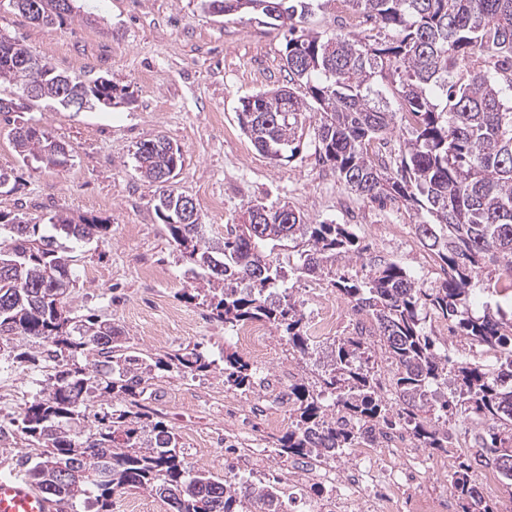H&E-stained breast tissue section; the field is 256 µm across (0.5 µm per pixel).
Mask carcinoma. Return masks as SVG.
Returning a JSON list of instances; mask_svg holds the SVG:
<instances>
[{"label":"carcinoma","mask_w":512,"mask_h":512,"mask_svg":"<svg viewBox=\"0 0 512 512\" xmlns=\"http://www.w3.org/2000/svg\"><path fill=\"white\" fill-rule=\"evenodd\" d=\"M31 21L49 26L72 11V0H8ZM224 14L277 12L288 27L285 67L288 103L269 92L241 101L238 120L254 146L269 159L288 161L300 150L307 114L318 116V158L356 195L396 201L416 211L421 244L444 265L445 280L424 288L394 261L361 245L348 224H310L295 207L249 201L244 223L225 226L224 241L212 243L201 217L180 222L185 194L170 181L182 168L181 149L164 136L143 141L135 152L141 177L167 183L156 204L173 245L200 272L206 287L184 292L200 300L216 319L232 326L264 321L288 349L312 355L301 302L282 291L284 266L278 250L293 249L295 269L329 280L369 321L368 334L338 339L331 363L321 371L320 389L299 380L288 386L295 419L276 447L297 462L307 457L335 461L357 435L407 426L432 451L452 444L450 422L475 416L487 429L478 435L488 464L512 481V309L472 308L475 280L496 279L512 288V0H345L349 8L391 32L313 34L304 27L309 0H204ZM13 39L0 34V82L23 86L31 72L11 53ZM39 74L38 99L65 103L73 95L89 105L112 106L125 99L112 81L80 80L50 62ZM305 88L304 96L293 87ZM401 113L380 106L386 94ZM413 121L412 137L393 161L374 157L372 144L385 140L397 118ZM8 131L22 160L64 168L70 155L36 121ZM44 225L0 215V349L17 360L55 363L48 388L23 411L21 432L36 457L21 459L39 490L56 499L94 500L108 512L112 496L143 490L158 495L172 512H285L277 485L229 484L194 467L180 450V436L142 402L157 371L199 375L213 361L196 344L168 360L129 345L124 331L93 315L70 316L65 294L76 285L58 238L90 242L109 225L94 218L82 224L55 214ZM356 259L367 269L354 279L340 266ZM435 311L456 323L470 345L496 350V366L441 354L422 332L421 314ZM385 353L395 370L400 402L391 420L380 383L369 366L372 350ZM94 357L88 367L81 358ZM224 382L253 383V369L234 353L224 354ZM451 385L439 407L429 398L434 385ZM107 397L112 412L86 411L91 399ZM462 512H496L475 490L471 461L453 466Z\"/></svg>","instance_id":"carcinoma-1"}]
</instances>
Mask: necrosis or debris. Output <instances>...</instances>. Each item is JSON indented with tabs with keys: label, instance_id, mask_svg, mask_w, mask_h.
<instances>
[{
	"label": "necrosis or debris",
	"instance_id": "obj_1",
	"mask_svg": "<svg viewBox=\"0 0 512 512\" xmlns=\"http://www.w3.org/2000/svg\"><path fill=\"white\" fill-rule=\"evenodd\" d=\"M347 454L352 464L345 471L311 460L293 463L289 500L307 512H454L447 469L431 462L405 431L360 440ZM425 480L433 495L418 494Z\"/></svg>",
	"mask_w": 512,
	"mask_h": 512
}]
</instances>
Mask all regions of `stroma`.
<instances>
[{
  "instance_id": "35a3bbf8",
  "label": "stroma",
  "mask_w": 512,
  "mask_h": 512,
  "mask_svg": "<svg viewBox=\"0 0 512 512\" xmlns=\"http://www.w3.org/2000/svg\"><path fill=\"white\" fill-rule=\"evenodd\" d=\"M72 14L51 27L0 5V32L34 47L57 70L83 79L102 76L122 89L127 103L80 111L32 102L29 118L65 144V168L24 164L0 121V170L16 188L0 192V213L37 221L60 211L107 224L109 233L69 254L78 277L65 299L72 316L96 315L124 330L134 348L163 355L186 344L204 346L214 360L200 376L164 372L146 391L155 417L177 429L181 450L194 466L233 480L242 467V436L271 447L291 423L271 429L250 413L256 403H278L289 383L316 381L335 340L314 342V361L288 352L268 329L265 386L242 391L224 383V353L236 350L233 327L210 319L206 307L184 298L196 281L159 219V187L135 169L137 145L166 135L183 152L174 179L197 205L206 237L242 221L247 202H287L310 223L351 225L361 241L397 262L418 283L437 286L440 261L419 242L413 210L355 195L315 154L316 123L307 119L303 146L290 161L273 163L241 129V99L288 83L284 54L288 32L260 14L215 16L200 0H74ZM165 268L151 281L144 263ZM178 312L180 324L168 321ZM47 385L45 372L0 354V423L12 424ZM235 406L238 420L224 418Z\"/></svg>"
}]
</instances>
